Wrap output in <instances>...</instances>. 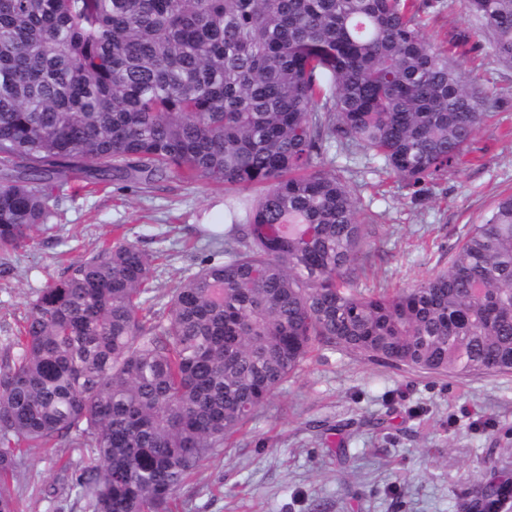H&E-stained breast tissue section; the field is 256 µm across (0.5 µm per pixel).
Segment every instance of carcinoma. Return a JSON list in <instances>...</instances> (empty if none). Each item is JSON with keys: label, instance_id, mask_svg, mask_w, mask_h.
<instances>
[{"label": "carcinoma", "instance_id": "1", "mask_svg": "<svg viewBox=\"0 0 512 512\" xmlns=\"http://www.w3.org/2000/svg\"><path fill=\"white\" fill-rule=\"evenodd\" d=\"M438 0H0V251L28 245L72 170L223 195L216 249L167 294L125 236L37 291L0 362V512L16 447L87 449L91 512H167L316 344L418 372H512V194L448 268L359 282L379 225L328 146L419 194L471 163L486 95L422 32ZM512 65V0H465ZM512 481L476 490L492 512Z\"/></svg>", "mask_w": 512, "mask_h": 512}]
</instances>
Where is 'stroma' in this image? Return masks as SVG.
<instances>
[{"instance_id": "35a3bbf8", "label": "stroma", "mask_w": 512, "mask_h": 512, "mask_svg": "<svg viewBox=\"0 0 512 512\" xmlns=\"http://www.w3.org/2000/svg\"><path fill=\"white\" fill-rule=\"evenodd\" d=\"M423 31L488 96L489 115L472 142L481 161L416 199L365 155L328 149L326 160L352 170L361 208L380 226L367 289L409 288L447 268L469 227L512 193V66L494 56L484 23L463 0H441ZM219 201L206 184L174 179L96 193L65 185L52 202L53 224L25 249L0 252V350L34 293L111 238L113 225L161 252L156 288L176 287L209 252L195 226ZM62 457L80 464L86 451L23 456L12 480L22 512H88L69 489ZM504 472L512 474V373L431 376L323 347L225 441L220 460L187 479L171 512H462L478 485Z\"/></svg>"}]
</instances>
